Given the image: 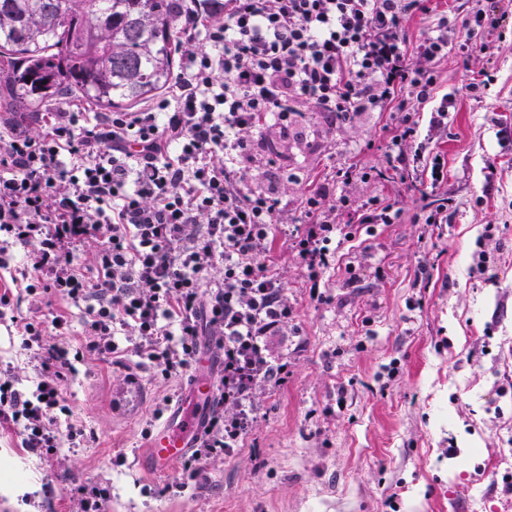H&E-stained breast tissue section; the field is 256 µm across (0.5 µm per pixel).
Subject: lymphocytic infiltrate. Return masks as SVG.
Segmentation results:
<instances>
[{"label":"lymphocytic infiltrate","mask_w":512,"mask_h":512,"mask_svg":"<svg viewBox=\"0 0 512 512\" xmlns=\"http://www.w3.org/2000/svg\"><path fill=\"white\" fill-rule=\"evenodd\" d=\"M423 22L410 44L403 21ZM502 14L470 10L460 20L432 0H182L176 20L185 65L151 108L79 119L51 111L31 135L0 125V269L8 247L26 262L0 307L15 297L53 295L81 308L87 340L72 352L46 343L38 316L17 322L36 363L30 390L0 382V424L20 428L22 445L41 454L58 445L54 428L70 415L64 385L74 360L93 353L118 362L135 351L141 365L180 376L196 360L199 323L224 355L214 413L194 460L231 454L261 417V394L283 382L285 363L271 341L294 303L265 259L281 199L277 180L253 173L294 130L291 114L312 112L328 125L363 112H389L386 155L401 182L422 189L445 179L440 157H427L415 114L447 128L454 98L439 91L438 65L448 34L459 47L493 54ZM337 207H328L329 198ZM397 203L353 207L323 183L302 197V226L287 248L301 260L310 296L335 246L357 224H396ZM222 267L221 277L204 272Z\"/></svg>","instance_id":"obj_1"}]
</instances>
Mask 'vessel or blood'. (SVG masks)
Masks as SVG:
<instances>
[{"instance_id": "obj_1", "label": "vessel or blood", "mask_w": 512, "mask_h": 512, "mask_svg": "<svg viewBox=\"0 0 512 512\" xmlns=\"http://www.w3.org/2000/svg\"><path fill=\"white\" fill-rule=\"evenodd\" d=\"M214 399L209 383L196 382L191 390V406L176 408L163 428L152 439L143 465L149 469H164L170 462L187 457L197 435L205 428L208 409Z\"/></svg>"}]
</instances>
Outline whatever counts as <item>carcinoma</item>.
I'll return each instance as SVG.
<instances>
[{
  "instance_id": "carcinoma-1",
  "label": "carcinoma",
  "mask_w": 512,
  "mask_h": 512,
  "mask_svg": "<svg viewBox=\"0 0 512 512\" xmlns=\"http://www.w3.org/2000/svg\"><path fill=\"white\" fill-rule=\"evenodd\" d=\"M175 39L168 0H0L3 109L137 104L167 88Z\"/></svg>"
}]
</instances>
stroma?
I'll list each match as a JSON object with an SVG mask.
<instances>
[{"label":"stroma","instance_id":"35a3bbf8","mask_svg":"<svg viewBox=\"0 0 512 512\" xmlns=\"http://www.w3.org/2000/svg\"><path fill=\"white\" fill-rule=\"evenodd\" d=\"M491 2L505 14L496 54L449 49L439 66L440 88L455 98L448 127L417 116L448 170L434 190L453 201L447 222L412 223L414 192L397 180L337 186L357 206L398 202L406 218L356 229L321 277V304L294 253L275 245L270 260L295 307L273 343L287 374L241 447L203 462L199 481L181 461L161 473L141 467L163 425L156 408L185 402L196 376L221 379L204 360L219 350L203 325L198 362L175 380L139 369L133 355L76 362L72 414L57 430L83 434L57 454H32L0 427V512H77L88 484L105 490L108 512H383L390 496L397 512H512L502 491L512 475V0ZM486 74L490 86L472 97L467 83ZM391 121L365 112L332 129L298 116L317 145L289 144L275 160L301 177L280 188V221L296 224L306 187L341 168L386 170ZM482 251L495 259L490 281L470 272ZM31 306L19 299L0 317V379L25 389L36 370L13 320Z\"/></svg>","mask_w":512,"mask_h":512}]
</instances>
